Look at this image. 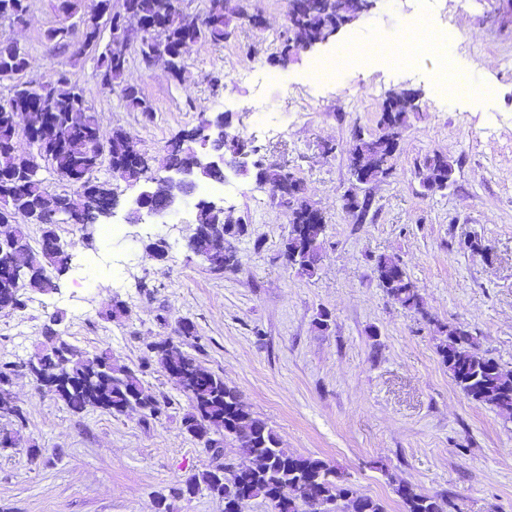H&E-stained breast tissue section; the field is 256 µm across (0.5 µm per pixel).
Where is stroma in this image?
<instances>
[{
    "mask_svg": "<svg viewBox=\"0 0 512 512\" xmlns=\"http://www.w3.org/2000/svg\"><path fill=\"white\" fill-rule=\"evenodd\" d=\"M55 4L31 0L22 22L0 23V41L25 47L27 79L63 73L62 89L81 91L97 112L102 140L124 129L150 168L131 184L102 164L93 179L118 189L113 221L122 234L97 224L87 245L81 225L59 223L72 263L58 291L30 289L24 309H0V361L17 365L8 391L26 415L18 447L0 449V512H152L162 494L170 512H221L208 494H170L215 463L184 432L189 401L148 349L176 338L183 318L197 330L184 350L222 374L285 448L322 459L387 512L403 510L395 492L401 482L442 496L445 512H512V419L455 384L437 330L462 326L512 374V0H376L359 21L284 66L275 51L289 0H250L263 27L236 19L229 39L188 45L181 78L161 62H130L123 81L152 106L149 120L128 108L120 89L102 86L92 54L53 56L45 33L67 25ZM423 20L443 28L456 69L489 88L488 96H457L432 51L401 64L356 57L333 78H314L315 65L339 46L397 44ZM404 89L418 93V109L393 171L372 186L370 210L357 218L343 208L353 183L349 150L356 135L378 133L382 102ZM221 112L231 113L234 131L259 158L300 178L323 211L314 276L297 273L282 255L287 205L230 169L224 205L247 228L235 243L237 267L212 270L187 250L193 205L163 222L130 223L127 206L163 177L159 161L169 144L201 115ZM327 144L334 153H324ZM435 153L453 162L455 183L427 193L418 167ZM159 239L168 247L162 261L145 252ZM382 255L416 285L421 311L404 309L380 286L375 261ZM115 298L128 314L106 319ZM323 310L331 315L325 329L315 322ZM48 326L81 350L109 349L141 372L165 402L164 414L68 410L20 367Z\"/></svg>",
    "mask_w": 512,
    "mask_h": 512,
    "instance_id": "1",
    "label": "stroma"
}]
</instances>
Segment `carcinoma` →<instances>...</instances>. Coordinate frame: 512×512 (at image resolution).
I'll use <instances>...</instances> for the list:
<instances>
[{
	"mask_svg": "<svg viewBox=\"0 0 512 512\" xmlns=\"http://www.w3.org/2000/svg\"><path fill=\"white\" fill-rule=\"evenodd\" d=\"M135 14L150 24L159 26L163 44L175 53L172 67L175 77H181L183 48L202 39L222 42L230 35L232 16L245 18L240 5L230 6V0H207L205 17L194 21L174 0H128ZM29 11V0H0V19L23 21ZM336 25V8L301 15H289L285 36L278 54L283 56L291 47L320 35L330 33ZM69 32L51 29L46 40L55 54L66 53L72 46ZM138 45L140 58L150 54L152 41L133 34L119 20H113L110 39L98 54L96 68L103 85L120 84L128 63L129 49ZM27 53L0 47V80L12 82L11 106L0 110V218L22 212L39 227L34 239L27 229L16 227L0 241V295H8L9 309L24 307V290L38 288L49 293L58 289V280L71 268V254L59 242L50 248L46 232H56L58 217L67 210H77L86 204L79 193H57L47 189L42 172L35 170L26 157L15 150L20 135L17 117L30 108V94L35 88L21 80L27 70ZM127 106L152 118L151 106L132 86L121 89ZM52 142L43 160L64 180L81 185L92 177L96 157L91 144L99 138V121L83 94L75 91L55 95ZM213 146L227 156H234L249 148V141L216 127L212 135ZM399 141H389L380 135L359 136L349 151L351 157H366L376 161L369 170L377 181L393 170ZM132 149L131 136L116 130L108 141L107 159L112 170L120 173L126 182H136L143 170L125 169L126 158ZM163 167L191 169L196 178L222 182L224 175L215 169L201 168L197 154L186 139L171 144L163 159ZM422 187L428 192L443 191L454 184V167L448 157L434 154L422 163ZM256 180L269 184L272 194L292 199L296 207L289 215L288 236L283 242L284 257L303 275L316 273L320 261L321 238L324 229L310 224L305 214L308 200L302 183L291 173L271 167L256 171ZM197 235L188 241L191 252L205 250L209 237L224 232V215L212 208L207 200L195 205ZM375 271L386 294L409 310L421 309L417 287L407 277L399 263L389 257L377 259ZM445 339L439 346L440 356L448 366L454 381L473 401L488 404L500 414L512 419V378L501 371L498 364L478 352L468 331L447 324L438 325ZM47 346L37 354L41 361L42 377L54 379L53 390L74 413L88 409H101L113 415H122L143 406L148 415L163 413L160 401L142 377L125 365L112 359V353L99 350L89 354L76 346L45 331ZM162 368L171 361L183 365L184 372L177 385L190 402V410L182 419L184 431L192 438L208 437L209 448L221 454L222 444L238 448L241 457L250 464H235L224 460L198 474L188 477L173 488L172 496L180 491L200 493L207 491L222 504V512H240L239 500H266L274 490L284 492L280 512H385L378 499L357 492L348 480L327 464L313 456L293 453L282 446L274 430L253 415L235 388L224 383V376L204 369L195 357L173 341H162L150 347ZM0 412L10 420L13 428H0V447L16 446L20 441L18 428L24 426L26 416L18 405L0 404ZM396 493L403 504V512H444V500L435 495L416 491L409 484H400Z\"/></svg>",
	"mask_w": 512,
	"mask_h": 512,
	"instance_id": "1",
	"label": "carcinoma"
}]
</instances>
